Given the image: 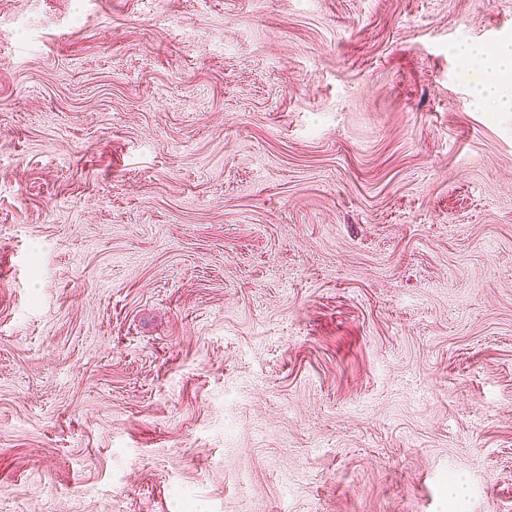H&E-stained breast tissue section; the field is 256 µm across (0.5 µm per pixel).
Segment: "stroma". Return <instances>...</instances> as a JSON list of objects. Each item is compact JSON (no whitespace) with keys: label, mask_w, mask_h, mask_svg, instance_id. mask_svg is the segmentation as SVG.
Here are the masks:
<instances>
[{"label":"stroma","mask_w":512,"mask_h":512,"mask_svg":"<svg viewBox=\"0 0 512 512\" xmlns=\"http://www.w3.org/2000/svg\"><path fill=\"white\" fill-rule=\"evenodd\" d=\"M512 0H0V512H512ZM468 63V67L485 73V80L478 83V91L485 95L488 102L495 104L498 110L512 111V96L499 90L500 78L512 76V42L501 43L493 50L477 46H465L459 50Z\"/></svg>","instance_id":"obj_1"}]
</instances>
